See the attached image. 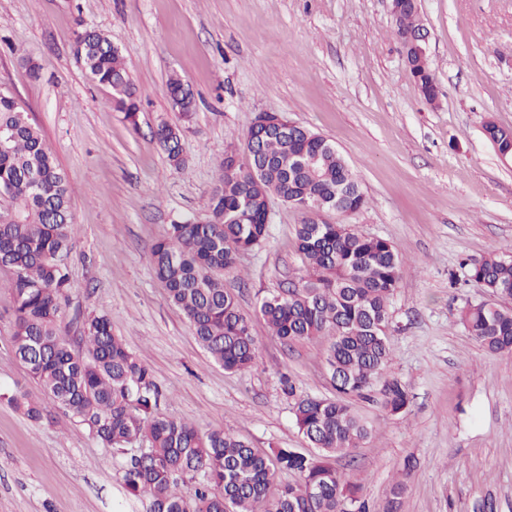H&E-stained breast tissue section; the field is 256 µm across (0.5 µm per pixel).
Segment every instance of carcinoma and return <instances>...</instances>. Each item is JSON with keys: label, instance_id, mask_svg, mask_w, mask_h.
I'll use <instances>...</instances> for the list:
<instances>
[{"label": "carcinoma", "instance_id": "carcinoma-1", "mask_svg": "<svg viewBox=\"0 0 512 512\" xmlns=\"http://www.w3.org/2000/svg\"><path fill=\"white\" fill-rule=\"evenodd\" d=\"M395 35L422 31L419 7L397 0ZM73 55L89 80L106 90L114 109L137 126V88L120 50L94 28L79 32ZM409 64L429 104L438 90L429 61L415 54ZM173 103L191 117L194 97L186 80L167 81ZM261 112L243 135L251 167L230 175L220 165L203 222H173L151 246L153 270L171 303L182 310L200 346L227 372L244 373L257 362L251 319L224 288L223 271L266 239L267 204L277 197L299 210L317 213L296 228V249L305 273L276 293L260 297L257 313L271 335L288 344L332 337L325 368L336 398L296 395L298 431L316 449L261 453L236 434H202L191 423L160 411L166 394L153 371L112 334L104 314L84 322L79 348L62 335L61 316L72 283L67 264L68 227L73 223L67 180L42 134L13 98L0 95V270L9 272L13 295L12 343L43 395L68 417L85 424L106 448L128 458L122 464L127 494L146 498L149 512H372L360 488L332 459L350 453L372 434L369 421L348 401L370 397L381 384L382 406L392 415L406 411L407 387L387 375L391 359L390 302L401 278L403 260L387 239L365 235L350 224L319 215L336 209L350 215L366 204L357 177L326 138L299 125L280 135ZM487 138L498 152L512 151V128L487 122ZM157 141L176 168L185 165L178 129L158 126ZM467 277L495 298L465 303L458 313L464 330L491 353H512V254L493 253L467 263ZM5 401L33 420L43 418L42 402L17 388L0 391ZM290 472L293 482L278 481ZM189 491L175 490L178 480Z\"/></svg>", "mask_w": 512, "mask_h": 512}]
</instances>
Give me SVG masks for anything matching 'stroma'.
Masks as SVG:
<instances>
[{
    "mask_svg": "<svg viewBox=\"0 0 512 512\" xmlns=\"http://www.w3.org/2000/svg\"><path fill=\"white\" fill-rule=\"evenodd\" d=\"M390 0H0V94L38 126L71 192V302L60 321L78 339L84 316L112 331L154 372L161 408L203 433L229 430L261 451H307L284 392L333 396L328 339L282 344L255 316L258 297L302 270L303 216L271 201L261 247L224 273L252 319L259 365L229 373L197 343L167 298L150 253L173 221L204 215L226 153L261 112L331 140L368 199L327 213L391 241L405 267L391 300L388 373L406 384V413L352 398L370 439L338 469L382 512L401 472L399 512H512V354L487 352L457 322L488 295L463 262L512 246V162L486 122L512 127V0H420L438 101L418 91L393 33ZM105 32L138 89L137 125L113 109L72 53L82 25ZM39 79H31L27 64ZM190 85L184 121L167 96L171 72ZM182 133L184 168L154 137ZM12 295L0 288V390L35 391L14 356ZM34 421L0 402V512H147L127 495L123 456L45 400Z\"/></svg>",
    "mask_w": 512,
    "mask_h": 512,
    "instance_id": "35a3bbf8",
    "label": "stroma"
}]
</instances>
